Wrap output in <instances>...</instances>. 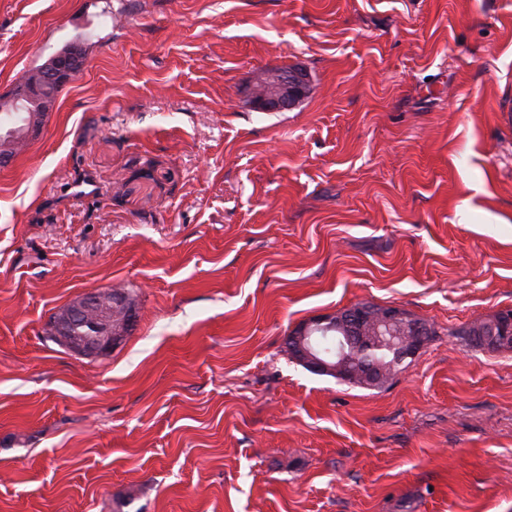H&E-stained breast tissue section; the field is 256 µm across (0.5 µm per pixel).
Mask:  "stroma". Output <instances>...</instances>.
Returning <instances> with one entry per match:
<instances>
[{
	"label": "stroma",
	"mask_w": 512,
	"mask_h": 512,
	"mask_svg": "<svg viewBox=\"0 0 512 512\" xmlns=\"http://www.w3.org/2000/svg\"><path fill=\"white\" fill-rule=\"evenodd\" d=\"M74 42L0 168V512H512V350L460 340L512 310V0H0V94ZM109 288L119 345L47 337ZM358 303L436 330L379 390L285 345ZM309 93L307 72L299 66L266 69L254 78L248 102L262 112L292 109ZM93 312L112 315V326L104 334H100L102 336H84L79 331L80 322ZM136 318L135 306L128 302L123 292L90 291L74 298L51 319L50 335L74 353L101 354L111 350L132 333Z\"/></svg>",
	"instance_id": "stroma-1"
}]
</instances>
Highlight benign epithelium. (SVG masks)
<instances>
[{"label":"benign epithelium","mask_w":512,"mask_h":512,"mask_svg":"<svg viewBox=\"0 0 512 512\" xmlns=\"http://www.w3.org/2000/svg\"><path fill=\"white\" fill-rule=\"evenodd\" d=\"M87 65V57L68 47L31 70L26 79L3 102L32 113L20 130L0 137L34 140L42 129L40 115L55 110L56 102L46 96L50 86L62 87ZM309 93L307 72L299 66L266 69L254 78L248 102L262 112H282L296 106ZM136 325V309L122 292L90 291L65 306L52 320V335L63 347L80 355L101 354L121 343ZM430 334L427 326L398 307L374 310L366 303L337 310L297 326L287 337L288 351L317 374H334L352 380L361 373L359 351L372 336L389 339L402 358L415 357ZM512 342V313L500 312L474 332V343L504 345Z\"/></svg>","instance_id":"benign-epithelium-1"}]
</instances>
